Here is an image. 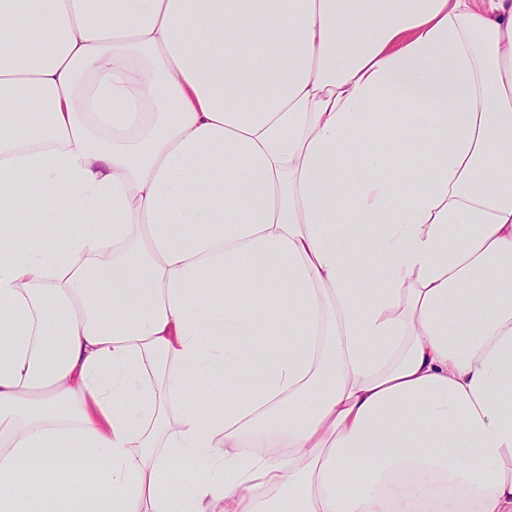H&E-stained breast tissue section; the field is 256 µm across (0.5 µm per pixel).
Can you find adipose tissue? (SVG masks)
Listing matches in <instances>:
<instances>
[{
  "instance_id": "obj_1",
  "label": "adipose tissue",
  "mask_w": 512,
  "mask_h": 512,
  "mask_svg": "<svg viewBox=\"0 0 512 512\" xmlns=\"http://www.w3.org/2000/svg\"><path fill=\"white\" fill-rule=\"evenodd\" d=\"M511 162L512 0H0V512H512Z\"/></svg>"
}]
</instances>
